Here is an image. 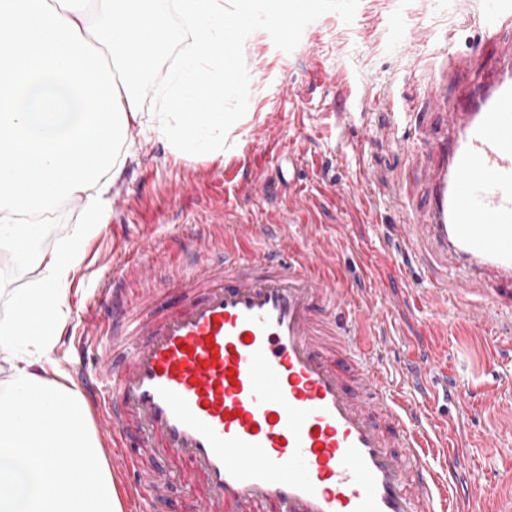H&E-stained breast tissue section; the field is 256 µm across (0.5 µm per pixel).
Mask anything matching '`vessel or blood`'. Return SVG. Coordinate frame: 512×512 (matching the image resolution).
<instances>
[{
    "mask_svg": "<svg viewBox=\"0 0 512 512\" xmlns=\"http://www.w3.org/2000/svg\"><path fill=\"white\" fill-rule=\"evenodd\" d=\"M481 20L492 66L459 58L429 82L444 119L416 124L401 150L426 164L398 175L409 220L392 231L423 269L433 259L464 268L457 289L430 277L474 333L512 332V0H487ZM470 78L449 94L459 69ZM425 201L411 206L415 179ZM196 271L177 299L158 302L172 279L135 266L148 282L132 302L109 282L86 320L83 348L96 354L78 385L112 443L135 512H152L174 485L196 489L198 512H470L471 494L448 504V480L431 469L419 405L390 388L357 327L340 328L348 290L323 276L325 259L288 244L229 256L223 236L191 235ZM175 472L141 473L130 439Z\"/></svg>",
    "mask_w": 512,
    "mask_h": 512,
    "instance_id": "vessel-or-blood-1",
    "label": "vessel or blood"
}]
</instances>
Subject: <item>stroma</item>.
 Instances as JSON below:
<instances>
[{"label":"stroma","mask_w":512,"mask_h":512,"mask_svg":"<svg viewBox=\"0 0 512 512\" xmlns=\"http://www.w3.org/2000/svg\"><path fill=\"white\" fill-rule=\"evenodd\" d=\"M483 0H310L298 29L275 26L270 0H253L252 16L238 46L249 59L235 87L227 89L224 155L211 160L174 159L165 140L146 138L131 126L123 183L111 192L110 212L87 244L70 286V317L51 354L48 378L71 383L77 367L74 347L82 315L105 283L121 278L130 296L142 282L129 278L137 262L154 260L184 273L177 239L194 227L214 225L235 238L239 225L266 226L247 251L263 252L289 240L298 250L327 255L323 275L336 279L376 317L367 321L369 351L382 358L393 389L419 401L402 374L408 361L439 355L430 383L447 400L429 410L425 427L435 431L465 413L467 475L485 512L512 497V436L498 422L512 418V351L503 336L472 335L456 311L437 299L420 278L416 260L393 266L397 247L384 227L405 221L393 198L398 171L408 165L398 143L408 133L400 112L421 114L428 127L440 117L429 95L432 69L462 56L492 65L496 50L478 28ZM189 40L182 31L151 68L141 91L143 111L158 109L154 90L167 79ZM346 74L357 99L352 122L336 131L340 89L330 76ZM391 102L392 111L374 105ZM388 127L384 140L363 143L365 127ZM365 189L344 206L340 190ZM149 245V253L130 245Z\"/></svg>","instance_id":"35a3bbf8"}]
</instances>
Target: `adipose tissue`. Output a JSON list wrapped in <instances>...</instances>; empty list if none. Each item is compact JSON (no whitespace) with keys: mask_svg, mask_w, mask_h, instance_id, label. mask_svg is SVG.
<instances>
[{"mask_svg":"<svg viewBox=\"0 0 512 512\" xmlns=\"http://www.w3.org/2000/svg\"><path fill=\"white\" fill-rule=\"evenodd\" d=\"M251 0H0V254L34 267L31 288L0 311V512H123L115 479L75 388L46 364L69 317L68 292L87 241L105 224L109 193L137 125L174 155L224 154L226 23ZM192 33L145 112V71L172 38ZM196 111H189V104ZM83 204L64 245L36 250L45 218ZM67 451V464L52 456Z\"/></svg>","mask_w":512,"mask_h":512,"instance_id":"obj_1","label":"adipose tissue"}]
</instances>
